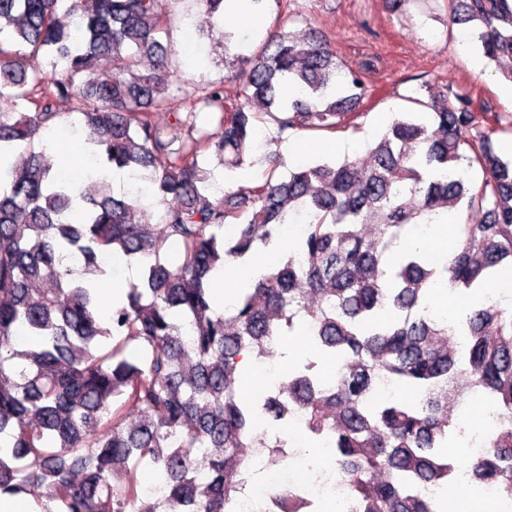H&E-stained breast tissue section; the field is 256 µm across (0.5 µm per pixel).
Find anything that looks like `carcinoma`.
Wrapping results in <instances>:
<instances>
[{
    "instance_id": "carcinoma-1",
    "label": "carcinoma",
    "mask_w": 512,
    "mask_h": 512,
    "mask_svg": "<svg viewBox=\"0 0 512 512\" xmlns=\"http://www.w3.org/2000/svg\"><path fill=\"white\" fill-rule=\"evenodd\" d=\"M449 22L469 25L473 46L512 84V0H445ZM79 21L80 40L60 11ZM285 14L250 55L225 58L228 75L199 96L172 90L176 78L161 42L168 19L156 0H0V154L14 161L0 188V495L40 497L42 512H234L248 482L252 427L262 420L272 447L288 413H303L308 435L335 434L336 467L359 512H444L421 483H455L463 465L512 501V427L483 456L448 452L456 425L441 403L456 389V363L436 340L448 324L419 313L441 280L485 288L512 269V159L494 135L512 133V114L478 112L470 92L445 82L422 112H400L364 161H318L214 200L209 149L224 169L241 167L262 119L277 127L335 134L358 131L370 96L367 58L344 61L326 36L287 28ZM52 57L51 72L30 61ZM101 58L110 79L91 78ZM150 61L144 67V60ZM67 98L82 119L94 173L153 169V193L177 199L151 224L132 199L77 191L45 151L23 148L58 117ZM215 127H197L201 111ZM166 112L164 128L154 114ZM462 215L438 266L416 247L390 261L411 224ZM306 213L303 236L237 290L224 313L211 300L214 275L279 249L278 225ZM179 245L171 255L166 246ZM112 255L137 264L124 301L100 314L93 277ZM315 350L340 362L321 390L307 360L288 381L253 398L237 388L241 364L303 318ZM469 336L471 382L512 413V311L485 302L458 316ZM22 327L40 338L18 349ZM421 398L374 397L380 378ZM161 485L142 490L138 471ZM274 512H306L301 498L269 494Z\"/></svg>"
}]
</instances>
